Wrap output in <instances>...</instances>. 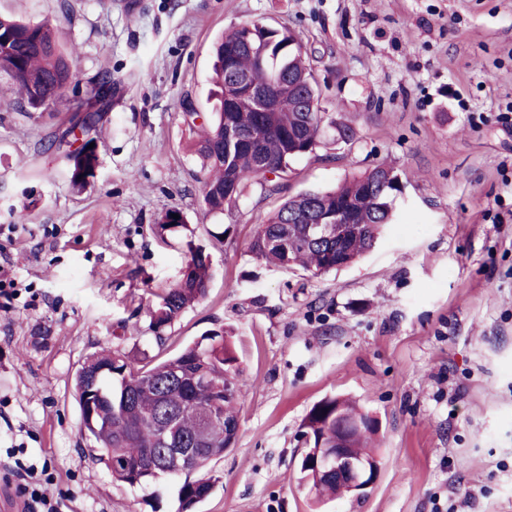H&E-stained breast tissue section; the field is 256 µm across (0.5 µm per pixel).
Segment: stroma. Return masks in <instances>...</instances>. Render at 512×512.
Wrapping results in <instances>:
<instances>
[{
  "label": "stroma",
  "mask_w": 512,
  "mask_h": 512,
  "mask_svg": "<svg viewBox=\"0 0 512 512\" xmlns=\"http://www.w3.org/2000/svg\"><path fill=\"white\" fill-rule=\"evenodd\" d=\"M0 12L53 21L77 51V96L101 69L114 83L81 191L41 148L72 101L20 112L0 96V280L18 290L0 296V503L23 505L24 465L59 512H178L182 477L113 482L80 434L75 374L104 349L163 359L229 327L247 379L240 429L194 512H512V133L495 121L512 103V0H112L106 12L0 0ZM254 23L298 35L321 111L355 138L327 129L279 190L252 184L213 216L184 109L210 113L213 42ZM379 164L403 188L363 259L315 277L251 256L285 199ZM172 208L213 278L161 346L146 308L180 278L190 240L155 236ZM334 396L377 418L381 474L366 497L316 507L299 484L300 434Z\"/></svg>",
  "instance_id": "stroma-1"
}]
</instances>
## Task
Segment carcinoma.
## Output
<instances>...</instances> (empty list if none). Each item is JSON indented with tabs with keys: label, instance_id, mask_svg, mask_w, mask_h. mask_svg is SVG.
Here are the masks:
<instances>
[{
	"label": "carcinoma",
	"instance_id": "cac0c4a2",
	"mask_svg": "<svg viewBox=\"0 0 512 512\" xmlns=\"http://www.w3.org/2000/svg\"><path fill=\"white\" fill-rule=\"evenodd\" d=\"M76 62L73 51L59 44L50 20L33 22L0 14V78L16 94L17 108L39 111L62 102L73 82ZM248 77L259 89L276 95L277 111L255 112L238 96L236 78ZM211 82L216 88L214 110L206 118L205 133L196 144L202 159V205L209 214L224 212L254 180H266L264 170L275 178L288 174L289 162L312 154L323 140L324 113L313 108L319 100L312 67L306 52L287 27L263 24L242 26L224 32L213 46ZM112 90V73L100 72L92 88L73 112L68 127L42 143L43 150L67 146L65 159L72 188L82 190L99 165L95 132L103 121L106 93ZM234 128L246 140L241 146L224 140V131ZM401 192L400 179L391 167L376 166L327 191H309L288 198L258 226L249 242V252L259 261L282 269L301 267L315 275L338 271L369 252L384 227L393 219V205ZM351 208V221L358 233L342 241L334 237L314 240L313 222L322 212ZM179 218L174 219L172 215ZM177 228L189 230L188 259L182 278L165 290L149 308L150 328L156 339L177 321L184 309L203 298L212 272L208 254L195 245L194 230L188 229L179 209L162 213L155 232L162 238ZM224 330H210L178 354L159 361L138 364L116 349L90 357L76 375L81 410V435L99 452L112 480L130 487L149 485L165 475L151 471L157 450L151 419L165 407L170 409L177 430L191 437L204 422L202 407L215 406L222 418L207 429L208 452L193 462L186 473L206 468L235 445L239 417L236 396L218 398L215 385H230L238 392L247 383L238 357ZM96 390L92 412L85 410L84 395ZM364 420L366 415L346 402L325 398L309 412L303 434L316 440L336 436L341 424ZM365 429L353 434L350 447L364 457H373L365 445ZM315 499L342 495L336 481L313 480ZM211 479L185 480L178 490L180 512L209 497Z\"/></svg>",
	"mask_w": 512,
	"mask_h": 512
}]
</instances>
